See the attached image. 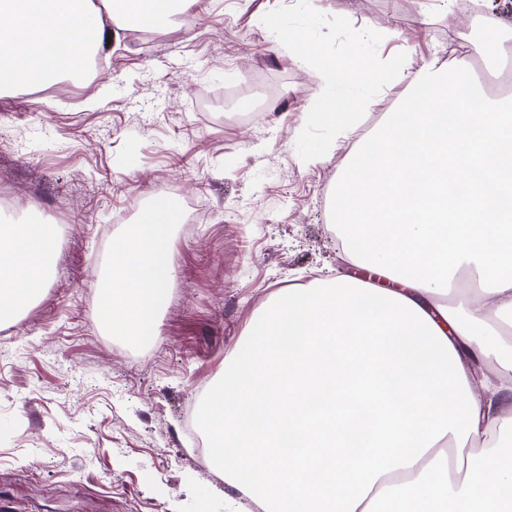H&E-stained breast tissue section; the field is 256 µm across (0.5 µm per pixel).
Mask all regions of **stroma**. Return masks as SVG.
<instances>
[{
  "instance_id": "35a3bbf8",
  "label": "stroma",
  "mask_w": 512,
  "mask_h": 512,
  "mask_svg": "<svg viewBox=\"0 0 512 512\" xmlns=\"http://www.w3.org/2000/svg\"><path fill=\"white\" fill-rule=\"evenodd\" d=\"M295 0H200L151 43L116 30L85 94L44 86L0 92V195L12 221L53 226L44 292L0 320V512H260L200 455L205 395L244 352L280 290L338 274L336 183L361 141L402 101L386 85L327 158L296 139L319 88L276 50L262 15ZM382 35L381 59L438 58L478 87L512 60L476 52L512 0H310ZM177 221L175 281L154 336L113 334L99 318L112 251L156 197Z\"/></svg>"
}]
</instances>
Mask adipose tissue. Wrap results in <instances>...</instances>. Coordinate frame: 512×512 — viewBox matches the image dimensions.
Returning <instances> with one entry per match:
<instances>
[{
  "mask_svg": "<svg viewBox=\"0 0 512 512\" xmlns=\"http://www.w3.org/2000/svg\"><path fill=\"white\" fill-rule=\"evenodd\" d=\"M197 0H112L163 30ZM93 0H0V90L81 72ZM336 184L346 260L377 276L278 292L210 391L204 430L263 512H512V104L432 59ZM170 203L113 253L101 319L148 336L175 280ZM44 225L0 224V312L44 286Z\"/></svg>",
  "mask_w": 512,
  "mask_h": 512,
  "instance_id": "1",
  "label": "adipose tissue"
}]
</instances>
